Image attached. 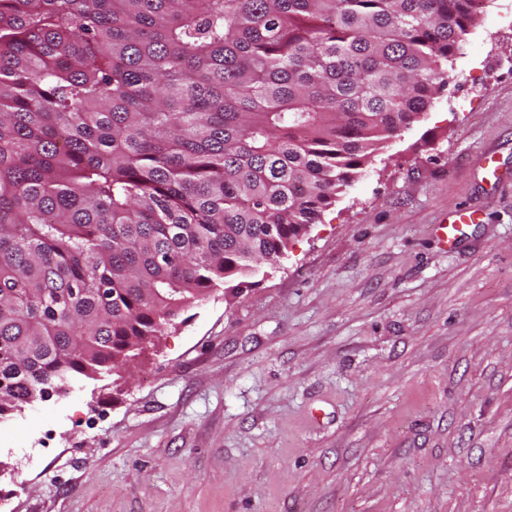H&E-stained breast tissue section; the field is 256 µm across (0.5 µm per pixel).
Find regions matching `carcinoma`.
<instances>
[{
	"label": "carcinoma",
	"instance_id": "obj_1",
	"mask_svg": "<svg viewBox=\"0 0 512 512\" xmlns=\"http://www.w3.org/2000/svg\"><path fill=\"white\" fill-rule=\"evenodd\" d=\"M483 0H0V418L272 265Z\"/></svg>",
	"mask_w": 512,
	"mask_h": 512
}]
</instances>
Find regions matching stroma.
Masks as SVG:
<instances>
[{
    "instance_id": "1",
    "label": "stroma",
    "mask_w": 512,
    "mask_h": 512,
    "mask_svg": "<svg viewBox=\"0 0 512 512\" xmlns=\"http://www.w3.org/2000/svg\"><path fill=\"white\" fill-rule=\"evenodd\" d=\"M450 75L277 265L0 422L12 512H512V0ZM479 221V217L474 211L463 209L457 205L448 207V224H438L437 237L445 245L453 243L456 234L455 224H475Z\"/></svg>"
}]
</instances>
